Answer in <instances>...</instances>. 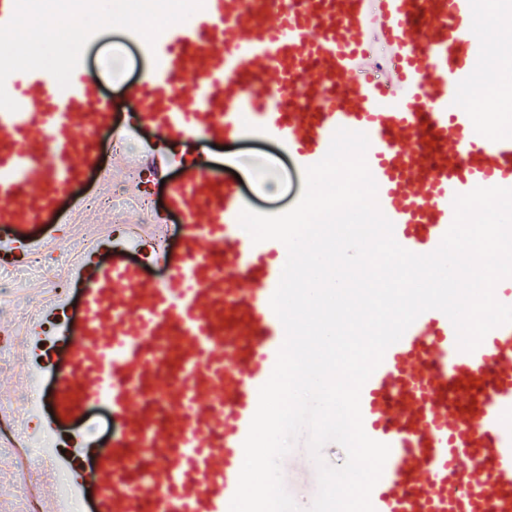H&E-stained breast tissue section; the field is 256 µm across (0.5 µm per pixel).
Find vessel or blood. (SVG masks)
Returning <instances> with one entry per match:
<instances>
[{"mask_svg": "<svg viewBox=\"0 0 512 512\" xmlns=\"http://www.w3.org/2000/svg\"><path fill=\"white\" fill-rule=\"evenodd\" d=\"M478 0H204L155 44L119 122L77 66L65 92L40 71L5 82L18 104L0 110V255L25 265L58 227L87 175L127 164L86 132L127 140L153 130L166 150L144 143L155 180L177 173L154 224L180 216L179 253H154L169 268L148 276L136 262L95 259L71 271L73 298L46 301L58 319L64 358L42 430L80 420L107 402L120 433L67 494L43 479L48 512H71L95 488L90 512H229L243 442L285 339L270 306L284 267L283 243H253L238 218L250 200L237 182L184 151L202 139H272L297 170L318 163L338 128L366 133V161L397 243L433 252L454 219L453 201L477 187L512 188V125L478 122L459 103L477 84L491 46L474 23ZM389 59L365 76L377 48ZM196 80L185 90V78ZM43 324L16 345L24 370L53 369L39 357ZM365 433L390 454L370 500L374 512H512V324L492 329L473 352L457 347L441 311L422 313L385 352L360 393ZM72 440L54 456L76 468Z\"/></svg>", "mask_w": 512, "mask_h": 512, "instance_id": "1", "label": "vessel or blood"}]
</instances>
